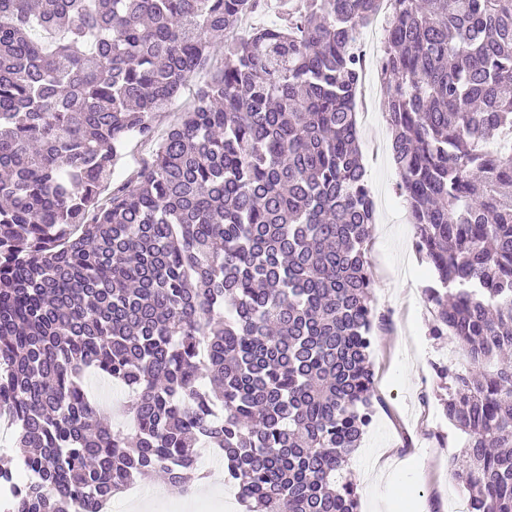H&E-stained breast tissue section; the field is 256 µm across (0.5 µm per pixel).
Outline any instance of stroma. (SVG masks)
I'll use <instances>...</instances> for the list:
<instances>
[{
    "mask_svg": "<svg viewBox=\"0 0 512 512\" xmlns=\"http://www.w3.org/2000/svg\"><path fill=\"white\" fill-rule=\"evenodd\" d=\"M361 94L367 107L356 117L376 210L367 257L375 281L374 306L388 313L391 323L377 332L370 354L383 404L348 468L361 512H461L465 496L448 469V458L460 452L466 436L440 414L433 367L461 369L466 360L459 346L429 334L424 288L431 272L414 250L407 203L397 192L400 176L391 157L387 103L374 75L366 76ZM85 382L108 423L120 427L118 409L128 398L127 390L95 373L87 374ZM196 470L219 477L216 496H199L194 479L182 492L166 485L162 476H148L142 486L159 491L151 502L153 512H178V504L188 500L197 512H245L235 487L223 479L222 460L199 457Z\"/></svg>",
    "mask_w": 512,
    "mask_h": 512,
    "instance_id": "obj_1",
    "label": "stroma"
}]
</instances>
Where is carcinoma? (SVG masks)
<instances>
[{"mask_svg":"<svg viewBox=\"0 0 512 512\" xmlns=\"http://www.w3.org/2000/svg\"><path fill=\"white\" fill-rule=\"evenodd\" d=\"M392 158L433 270L429 335L467 512H512V0H0V512H100L223 450L247 512H356L346 467L379 399L374 201L353 33L381 5ZM224 36V42L214 36ZM224 66L158 135L211 56ZM153 160L109 189L130 139ZM123 384L104 426L81 374ZM201 78L196 76L188 85L183 95L177 100L172 106L170 112H159L156 117V127L159 135L163 134L171 124H173L178 118L180 112L184 108L190 105V99Z\"/></svg>","mask_w":512,"mask_h":512,"instance_id":"carcinoma-1","label":"carcinoma"}]
</instances>
